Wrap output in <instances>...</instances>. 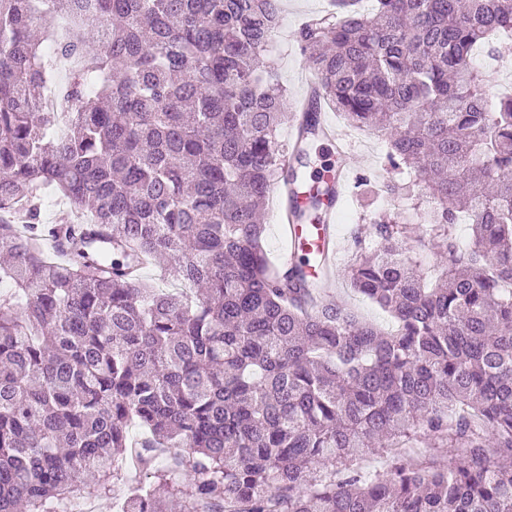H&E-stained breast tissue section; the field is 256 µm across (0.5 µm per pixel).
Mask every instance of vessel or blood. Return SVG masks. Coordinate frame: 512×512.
Returning <instances> with one entry per match:
<instances>
[{
	"label": "vessel or blood",
	"mask_w": 512,
	"mask_h": 512,
	"mask_svg": "<svg viewBox=\"0 0 512 512\" xmlns=\"http://www.w3.org/2000/svg\"><path fill=\"white\" fill-rule=\"evenodd\" d=\"M320 139L333 147L336 154V165L329 177L334 188V204L324 208L319 221L312 224L300 223L297 212L304 205V196L298 192H284L280 195V230L288 242V250L281 261L283 268H294L300 256H314L316 262L307 267L305 273L317 281L334 283L337 278L336 268V202L345 196V187L349 176L348 158L351 149L345 139L329 125L326 119H319Z\"/></svg>",
	"instance_id": "1"
}]
</instances>
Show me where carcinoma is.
<instances>
[{
  "label": "carcinoma",
  "instance_id": "carcinoma-1",
  "mask_svg": "<svg viewBox=\"0 0 512 512\" xmlns=\"http://www.w3.org/2000/svg\"><path fill=\"white\" fill-rule=\"evenodd\" d=\"M332 5L298 34L304 67L412 204L372 214L345 270L389 332L308 311L317 283L264 247L319 135L308 116L281 139L282 0H0V512L94 471L107 489L135 444L169 466L121 512H512V96L474 63L512 39V0ZM45 189L87 221L43 223ZM424 237L433 284L407 255ZM146 257L194 295L134 278ZM368 448L389 472L356 464Z\"/></svg>",
  "mask_w": 512,
  "mask_h": 512
}]
</instances>
